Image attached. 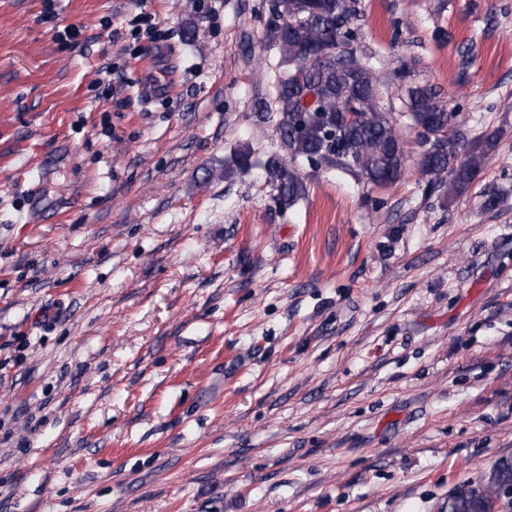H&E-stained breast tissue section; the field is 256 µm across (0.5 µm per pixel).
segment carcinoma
I'll return each instance as SVG.
<instances>
[{
	"mask_svg": "<svg viewBox=\"0 0 512 512\" xmlns=\"http://www.w3.org/2000/svg\"><path fill=\"white\" fill-rule=\"evenodd\" d=\"M314 0H270L266 27L270 45L279 56L272 83L275 133L280 152L254 161L248 147L234 153L224 169L236 171L258 165L266 174L273 201L286 210L305 199L307 186L293 168L298 161L342 168L362 176L374 187L394 186L404 172L405 141L397 120L382 104L389 75L357 55L353 10L339 0H326L315 11ZM459 75L475 60L473 40L459 50ZM410 125L427 145L418 162V182L424 191L451 201L466 191L488 163L495 137L483 134L461 146L455 131L457 109L429 86L405 85ZM484 497L467 508L448 505V512H512V500L497 504V489L487 483Z\"/></svg>",
	"mask_w": 512,
	"mask_h": 512,
	"instance_id": "cac0c4a2",
	"label": "carcinoma"
}]
</instances>
